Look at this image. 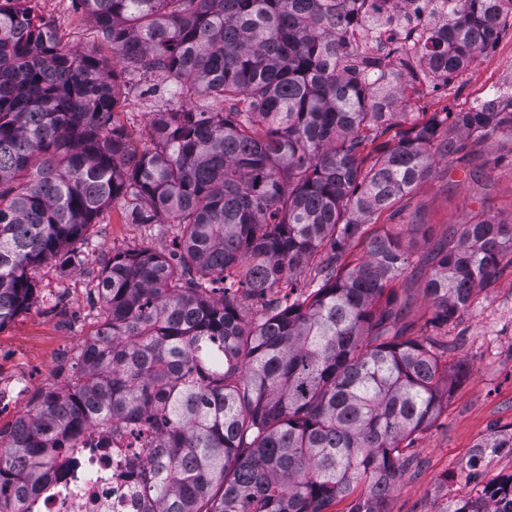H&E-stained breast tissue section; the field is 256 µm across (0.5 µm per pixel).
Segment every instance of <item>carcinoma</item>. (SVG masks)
Segmentation results:
<instances>
[{
    "label": "carcinoma",
    "mask_w": 512,
    "mask_h": 512,
    "mask_svg": "<svg viewBox=\"0 0 512 512\" xmlns=\"http://www.w3.org/2000/svg\"><path fill=\"white\" fill-rule=\"evenodd\" d=\"M357 2L73 0L117 72L0 0V328L27 309L43 264L81 265L74 244L113 201L132 202L134 224L179 227L174 262L112 254L71 383L0 431V512H34L56 484L53 452L99 420L112 447L150 449L129 474L137 512H329L346 499L348 512H389L404 443L448 405L450 374L441 342L403 323L402 231L365 225L436 154L461 162L470 140L512 134V107L485 98L382 142L401 73L370 75L448 82L512 28V0H460L418 72L359 51ZM144 73L229 108L164 112L140 149L117 107ZM508 256L512 224L449 225L426 259L434 322L469 308ZM306 269L314 288L293 298ZM445 512H512V477Z\"/></svg>",
    "instance_id": "obj_1"
}]
</instances>
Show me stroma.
<instances>
[{
    "mask_svg": "<svg viewBox=\"0 0 512 512\" xmlns=\"http://www.w3.org/2000/svg\"><path fill=\"white\" fill-rule=\"evenodd\" d=\"M28 6L68 47L112 58L110 45L72 0H29ZM401 87L395 106L399 131L436 112L466 110L492 88L512 89V31H502L494 48L478 54L448 84L435 86L406 75ZM122 96L133 105L123 109L120 119L142 140L148 138L159 113L174 105L168 87L150 75L124 85ZM478 166L484 175L475 181L468 171ZM129 209L119 199L102 211L91 243L81 248L80 268L64 272L56 263L43 265L35 275L38 288L28 308L0 328V430L9 431L41 392L69 383L77 353L97 328L96 286L113 250L171 252L177 228L170 219L132 224L126 217ZM477 212L512 221L510 134L475 144L467 163L437 157L432 177L377 222L402 225L418 259L447 236L449 225L465 223ZM428 274V269L412 268L396 283L397 300L406 306L404 322L412 335L424 333L446 342L445 359L462 368L463 375L448 394L447 408L409 449L390 512H445L450 501L473 497L484 486L512 476V450L506 448L485 456L478 474L467 468L478 444L495 435H512V266H506L468 309L442 326L434 325L435 309L423 290Z\"/></svg>",
    "mask_w": 512,
    "mask_h": 512,
    "instance_id": "1",
    "label": "stroma"
}]
</instances>
